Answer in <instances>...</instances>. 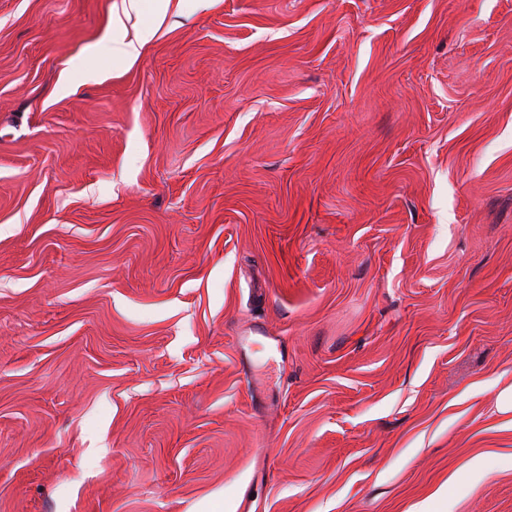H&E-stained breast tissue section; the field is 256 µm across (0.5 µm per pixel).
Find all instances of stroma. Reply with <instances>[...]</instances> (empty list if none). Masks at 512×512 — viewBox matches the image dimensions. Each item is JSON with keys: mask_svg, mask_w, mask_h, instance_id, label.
<instances>
[{"mask_svg": "<svg viewBox=\"0 0 512 512\" xmlns=\"http://www.w3.org/2000/svg\"><path fill=\"white\" fill-rule=\"evenodd\" d=\"M118 16L0 0V512H512V0ZM123 1H129L130 7L145 17V22L139 37L135 40L127 41L119 34L112 35V61L134 62L154 37L156 25L165 16L171 0Z\"/></svg>", "mask_w": 512, "mask_h": 512, "instance_id": "obj_1", "label": "stroma"}]
</instances>
